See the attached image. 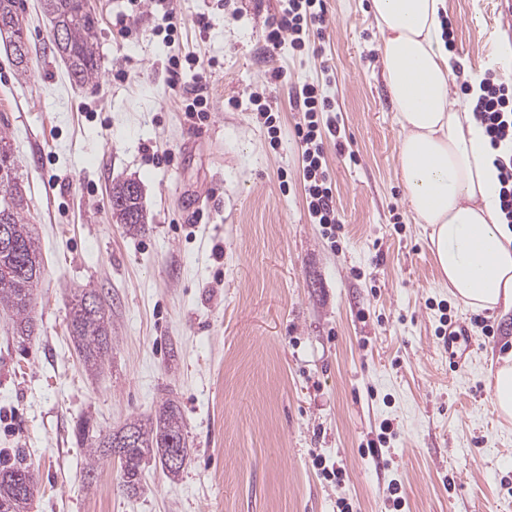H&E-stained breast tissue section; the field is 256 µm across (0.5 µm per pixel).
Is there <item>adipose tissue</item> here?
<instances>
[{"mask_svg":"<svg viewBox=\"0 0 512 512\" xmlns=\"http://www.w3.org/2000/svg\"><path fill=\"white\" fill-rule=\"evenodd\" d=\"M384 77L403 131L398 164L417 223L430 229L442 283L465 306L512 307V227L499 220V181L472 107L483 71L467 74L465 101L452 98L455 57L442 38L446 0H372Z\"/></svg>","mask_w":512,"mask_h":512,"instance_id":"1","label":"adipose tissue"}]
</instances>
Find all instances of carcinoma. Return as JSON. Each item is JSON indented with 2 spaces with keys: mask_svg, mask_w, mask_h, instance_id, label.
<instances>
[{
  "mask_svg": "<svg viewBox=\"0 0 512 512\" xmlns=\"http://www.w3.org/2000/svg\"><path fill=\"white\" fill-rule=\"evenodd\" d=\"M42 9L52 26L63 30V42L51 43L50 51L63 59L70 80L78 85L95 82L102 68L98 26L85 9L84 0H43ZM21 12L22 0H0V26L9 27L12 64L17 75L25 76L29 72L31 50L18 53L14 47L16 42L28 43ZM129 183L131 180L127 179L112 185V221L124 225L128 233L138 234L145 230L147 217L142 195L130 193ZM29 210V199L19 183L18 165L8 135L0 129V227H7L10 237V248L0 249V309L10 314L13 329L22 338L32 336L35 331L32 301L42 268L39 240L27 219ZM68 328L86 370L102 369L112 353V320L95 289H76ZM129 433L135 436V446L126 449L125 460L120 462L122 487L129 495L143 488L142 472L147 465L153 461L165 464L169 440L185 441L181 411L170 398L154 414L130 419L108 433L85 416L76 424V437L85 447L88 459L84 479H92L101 462L109 457L106 444ZM37 491L38 477L34 470L16 462L0 464V512H28Z\"/></svg>",
  "mask_w": 512,
  "mask_h": 512,
  "instance_id": "carcinoma-1",
  "label": "carcinoma"
}]
</instances>
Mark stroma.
Wrapping results in <instances>:
<instances>
[{"instance_id":"1","label":"stroma","mask_w":512,"mask_h":512,"mask_svg":"<svg viewBox=\"0 0 512 512\" xmlns=\"http://www.w3.org/2000/svg\"><path fill=\"white\" fill-rule=\"evenodd\" d=\"M23 3L31 71L19 77L0 40V119L43 273L33 336H16L0 312V457L36 472L31 512H340L341 500L397 512L393 481L398 512H512V422L490 387L512 355V310L485 312L493 335L472 328L452 364L440 316L467 323L475 311L441 284L429 229L404 195L372 0H324L326 37L300 53L265 46L279 0H174L170 42L152 33L162 8L127 37L113 25L126 0H91L102 74L84 86L51 53L40 0ZM498 3L447 0L453 97L469 69L512 71V21ZM188 54L213 106L196 125L166 71ZM276 69L286 76L270 81ZM306 81L322 84L341 127L325 143L342 221L333 241L309 219L293 134ZM253 91L278 105V150ZM129 178L148 216L138 235L109 207L113 183ZM202 193L207 205L189 211ZM77 288L110 307L112 355L97 375L69 335ZM168 398L190 450L180 475L149 464L131 496L108 459L86 484L77 420L109 431ZM386 419L397 435L382 463L361 447ZM319 459L341 479L323 478Z\"/></svg>"}]
</instances>
